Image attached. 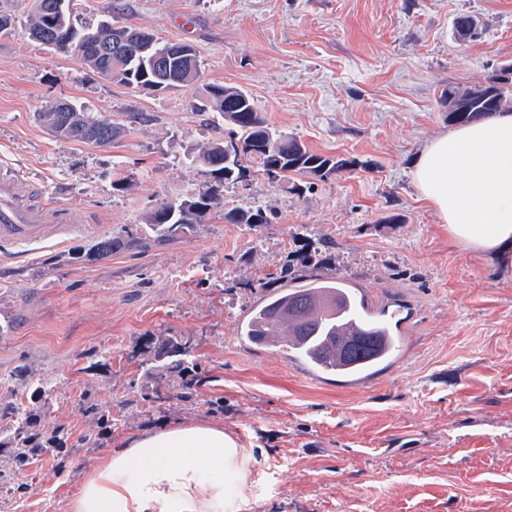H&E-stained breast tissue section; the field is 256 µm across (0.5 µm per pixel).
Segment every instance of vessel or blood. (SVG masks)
<instances>
[{
  "mask_svg": "<svg viewBox=\"0 0 512 512\" xmlns=\"http://www.w3.org/2000/svg\"><path fill=\"white\" fill-rule=\"evenodd\" d=\"M34 183L17 171L0 170V245L19 247L50 239L58 226L81 223L80 211L66 204L34 203ZM402 308L361 294L351 314L353 328L378 321L389 322Z\"/></svg>",
  "mask_w": 512,
  "mask_h": 512,
  "instance_id": "vessel-or-blood-1",
  "label": "vessel or blood"
}]
</instances>
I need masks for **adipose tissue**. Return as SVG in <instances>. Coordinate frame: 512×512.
<instances>
[{
  "instance_id": "1",
  "label": "adipose tissue",
  "mask_w": 512,
  "mask_h": 512,
  "mask_svg": "<svg viewBox=\"0 0 512 512\" xmlns=\"http://www.w3.org/2000/svg\"><path fill=\"white\" fill-rule=\"evenodd\" d=\"M420 199L463 248L512 256V113L433 138L411 170ZM249 457L207 422L131 435L72 492V512H224V477Z\"/></svg>"
}]
</instances>
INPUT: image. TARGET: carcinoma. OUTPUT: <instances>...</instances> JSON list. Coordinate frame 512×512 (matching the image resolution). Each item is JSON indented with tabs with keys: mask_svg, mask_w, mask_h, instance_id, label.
<instances>
[{
	"mask_svg": "<svg viewBox=\"0 0 512 512\" xmlns=\"http://www.w3.org/2000/svg\"><path fill=\"white\" fill-rule=\"evenodd\" d=\"M56 2L34 0L27 23L32 37L38 31L49 30L53 38L50 47L56 51L78 54L81 45L87 46L97 39L112 43L123 34L124 27L109 22L95 30L83 31L74 25L71 11L60 13L51 8ZM79 59L104 78L135 91H154L161 84L184 87L201 77V66L192 70L180 60L170 63L169 80L163 82L150 58L139 54L126 57L123 72L116 76L102 70L100 58L92 52L79 54ZM507 75L508 72L501 69L469 88L448 85L441 94V104L448 108V122L467 124L512 108V80L501 81ZM202 106L212 109L224 120V137L210 142L194 157L205 177L202 189L187 199L156 204L145 211L141 223L132 230L124 229L98 239L85 253L87 259L101 260L123 252L147 251L192 232L196 225L207 223L227 184H237L248 190L254 176L262 175L268 182L300 195L304 186L290 181L291 174L325 182L340 173L367 166L353 157L315 153L300 139L269 127L254 98L239 87L206 85ZM72 112L79 117V125L90 130L102 125L110 128L111 133L100 137L93 134L78 137L68 130L61 132L50 106L39 113V118L55 137L95 147L110 146L124 133V128L116 123L96 119L75 108ZM224 220L248 227L270 223L260 205L233 208L224 213ZM294 281L291 265L284 263L274 276L260 284L264 295L241 324L240 336L245 342L256 348L280 346L285 352L296 350L314 363L334 366L363 361L365 365L358 372L364 374H372L380 364L392 362L400 339L394 338L395 347L378 358L382 331L376 328L354 333L339 354L331 352L336 337L348 324L346 315L353 295L346 281L314 278L299 286L293 285ZM157 341V348L149 347L140 352L143 375L152 381L151 387L140 389L141 400L148 405L165 401L167 395L183 401L192 400L197 382L194 374L197 363L193 355L197 347L195 340L159 336ZM42 393L41 386L33 389V408L21 402L7 404L0 399V416L11 418V432L0 430V455L9 451L10 465L8 469L0 467V482L13 485L15 505L22 502L25 487L14 484V470L22 469L31 459L65 451L69 441L68 433L62 427H55L45 435L32 432L44 418L40 407ZM82 409L100 429L112 428V410L87 392L83 395Z\"/></svg>",
	"mask_w": 512,
	"mask_h": 512,
	"instance_id": "cac0c4a2",
	"label": "carcinoma"
}]
</instances>
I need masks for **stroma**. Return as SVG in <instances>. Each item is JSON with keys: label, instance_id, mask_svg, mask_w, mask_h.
Segmentation results:
<instances>
[{"label": "stroma", "instance_id": "stroma-1", "mask_svg": "<svg viewBox=\"0 0 512 512\" xmlns=\"http://www.w3.org/2000/svg\"><path fill=\"white\" fill-rule=\"evenodd\" d=\"M32 2L0 0L15 19L0 32V167L84 221L0 253V395L24 399L18 372L32 371L46 425L64 426L73 445L18 473L21 512H70L72 489L106 449L199 420L250 456L244 495L235 476L224 478V512H512V262L453 244L410 176L450 129L442 91L512 62V0H75L78 28L116 20L196 47L199 81L155 93L30 38ZM464 14L480 24L475 40L453 34ZM207 84L244 89L274 128L367 169L299 196L262 177L247 190L229 185L190 234L74 261L157 202L198 191L191 158L224 135L217 113L196 108ZM57 100L123 124L124 135L109 147L56 139L38 114ZM118 176L124 189L112 187ZM249 205L271 212V223L225 222V211ZM305 229L334 242L314 269L298 258ZM286 261L298 279L345 278L405 302L409 339L394 363L352 386L244 343L238 327L260 279ZM232 276L243 287L228 289ZM150 336L196 339L194 402L137 405L146 380L132 354ZM103 355L107 367L90 371ZM89 388L111 409L112 429L84 447ZM216 401L223 412H210Z\"/></svg>", "mask_w": 512, "mask_h": 512}]
</instances>
